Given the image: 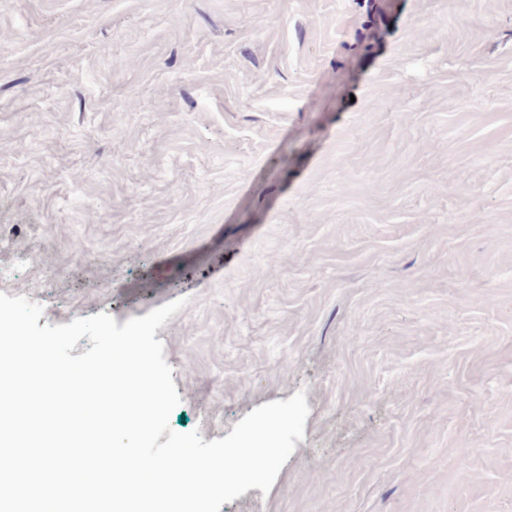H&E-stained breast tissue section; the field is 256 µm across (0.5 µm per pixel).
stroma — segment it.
Wrapping results in <instances>:
<instances>
[{
  "instance_id": "stroma-1",
  "label": "stroma",
  "mask_w": 512,
  "mask_h": 512,
  "mask_svg": "<svg viewBox=\"0 0 512 512\" xmlns=\"http://www.w3.org/2000/svg\"><path fill=\"white\" fill-rule=\"evenodd\" d=\"M0 292L186 299L207 442L305 390L220 512H512V0H0Z\"/></svg>"
}]
</instances>
